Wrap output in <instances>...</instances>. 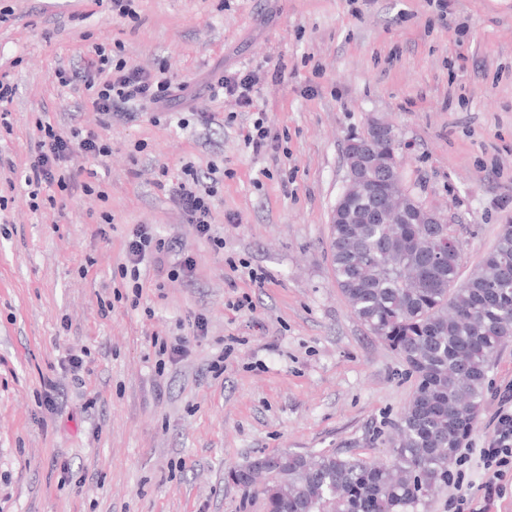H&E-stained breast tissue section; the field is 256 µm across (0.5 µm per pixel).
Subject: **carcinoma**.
<instances>
[{
	"instance_id": "obj_1",
	"label": "carcinoma",
	"mask_w": 512,
	"mask_h": 512,
	"mask_svg": "<svg viewBox=\"0 0 512 512\" xmlns=\"http://www.w3.org/2000/svg\"><path fill=\"white\" fill-rule=\"evenodd\" d=\"M392 181L371 175L365 194L346 206L364 215L372 196ZM407 218L392 224H333L330 251L336 287L352 314L399 353L415 377L411 398L396 424L392 461L368 463L323 452L261 456L234 471L249 488L267 472L268 512H420L443 485L463 440L473 431L484 401L494 354L512 340V225L459 282L461 256L451 252L429 269L430 249L413 252L408 237L424 203L407 200Z\"/></svg>"
}]
</instances>
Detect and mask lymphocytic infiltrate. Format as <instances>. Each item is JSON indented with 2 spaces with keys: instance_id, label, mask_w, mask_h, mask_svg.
Returning <instances> with one entry per match:
<instances>
[{
  "instance_id": "obj_1",
  "label": "lymphocytic infiltrate",
  "mask_w": 512,
  "mask_h": 512,
  "mask_svg": "<svg viewBox=\"0 0 512 512\" xmlns=\"http://www.w3.org/2000/svg\"><path fill=\"white\" fill-rule=\"evenodd\" d=\"M60 85H80L95 111L102 116H129L132 109H156L175 97L178 87L165 77L139 68L120 55L109 53L105 46L91 45L79 67L57 73ZM258 79L253 72L220 74L208 86L212 97H224L235 106L249 108L254 104ZM40 139L31 155L25 176L27 185L48 187L69 192L72 186L67 163L73 155L91 159L107 156L110 146L98 133L79 128L59 131L51 122L38 121ZM220 168L211 165L208 173H200L193 162H185L176 180H169L167 169H160L155 186L167 192L177 204L186 223L195 225L200 236H211L212 200L220 182ZM216 248H223L221 239L212 238ZM165 242L156 238L144 224L136 225L126 245V262L119 277L131 288L134 298H141L140 266L161 253ZM479 459L487 475L486 497L501 494L507 478L512 477V395L502 394L493 420V430L486 437Z\"/></svg>"
}]
</instances>
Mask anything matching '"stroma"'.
I'll return each mask as SVG.
<instances>
[{
    "mask_svg": "<svg viewBox=\"0 0 512 512\" xmlns=\"http://www.w3.org/2000/svg\"><path fill=\"white\" fill-rule=\"evenodd\" d=\"M137 12L0 0V72L17 86L0 130V512H267L260 487L231 478L257 457L391 459L414 378L351 314L330 252L345 148L371 119L394 125L406 188L447 215L461 276L512 224V0H448L444 13L429 0H138ZM95 42L165 69L188 95L157 121L102 123L56 77ZM249 68L253 108L206 93L213 74ZM259 112L285 151L246 147ZM43 115L110 145L103 160L69 164L79 182L95 169L106 198L77 189L33 208L25 175ZM188 160L232 172L214 198L223 248L154 185L160 167ZM139 224L180 240L167 265L186 253L195 270L146 265L134 309L118 269ZM239 261L265 282L232 272ZM243 294L253 311L232 309ZM177 336L188 354L157 369L154 339ZM488 379L467 448L483 446L495 394L512 386V342Z\"/></svg>",
    "mask_w": 512,
    "mask_h": 512,
    "instance_id": "obj_1",
    "label": "stroma"
}]
</instances>
